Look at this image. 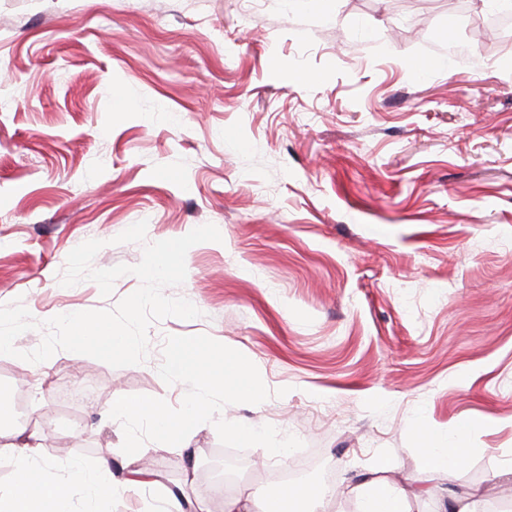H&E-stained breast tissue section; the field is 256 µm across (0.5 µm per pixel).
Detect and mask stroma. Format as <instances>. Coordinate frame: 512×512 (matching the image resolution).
<instances>
[{
    "label": "stroma",
    "instance_id": "35a3bbf8",
    "mask_svg": "<svg viewBox=\"0 0 512 512\" xmlns=\"http://www.w3.org/2000/svg\"><path fill=\"white\" fill-rule=\"evenodd\" d=\"M456 3L0 0V305L38 321L114 308L139 279L65 287L66 259L98 239L94 268L139 263L115 238L142 220L150 242L222 236L165 290L199 318L153 323L143 363L0 355V392L26 398L50 458L121 474L113 399L179 407L164 338L206 334L271 392L222 419L303 443L242 450L239 491L314 458L329 512H358L364 478L415 488L410 512L512 494V69L497 64L512 43L449 63ZM422 429L463 430L466 461L430 468ZM225 452L204 423L139 464L224 512Z\"/></svg>",
    "mask_w": 512,
    "mask_h": 512
}]
</instances>
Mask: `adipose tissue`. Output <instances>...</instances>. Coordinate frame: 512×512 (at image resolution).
<instances>
[{"label":"adipose tissue","instance_id":"adipose-tissue-1","mask_svg":"<svg viewBox=\"0 0 512 512\" xmlns=\"http://www.w3.org/2000/svg\"><path fill=\"white\" fill-rule=\"evenodd\" d=\"M427 465L449 469L464 463L466 450L460 444H449L446 438L424 432L420 435ZM8 461L14 472L10 484L0 483V512H68L70 498L88 503L87 512H96L102 497H120L144 488L134 477L112 478L109 462H100L96 469H86L73 462L68 466L66 484H59L54 460L47 457L39 441L23 425H15L11 434L0 436V461ZM327 489L313 486L303 491L285 488L263 494L226 497L224 512H326Z\"/></svg>","mask_w":512,"mask_h":512}]
</instances>
